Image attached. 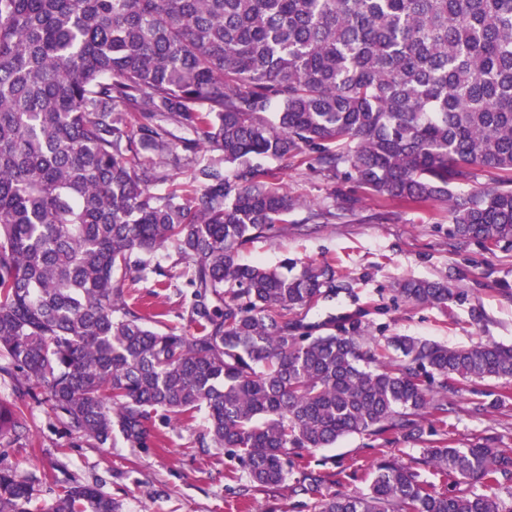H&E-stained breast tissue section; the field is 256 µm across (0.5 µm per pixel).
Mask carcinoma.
<instances>
[{
	"mask_svg": "<svg viewBox=\"0 0 512 512\" xmlns=\"http://www.w3.org/2000/svg\"><path fill=\"white\" fill-rule=\"evenodd\" d=\"M170 124L210 156L158 194L161 161H181ZM308 150L372 194L448 205L463 241L512 247V0H0V376L16 389L0 446L30 431L27 398L92 448H147L155 419L202 412L196 443L238 460L243 498L291 480L314 512H512V444L447 429L448 395L512 381V346L314 336L288 315L335 292L334 267L240 261L303 207L255 160ZM166 245L191 269L189 334L125 298ZM397 293L465 299L419 279ZM353 434L421 457L381 450L366 488L333 491L307 457ZM57 484L0 462V512L47 491L43 512H120Z\"/></svg>",
	"mask_w": 512,
	"mask_h": 512,
	"instance_id": "carcinoma-1",
	"label": "carcinoma"
}]
</instances>
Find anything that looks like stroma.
I'll list each match as a JSON object with an SVG mask.
<instances>
[{
  "instance_id": "stroma-1",
  "label": "stroma",
  "mask_w": 512,
  "mask_h": 512,
  "mask_svg": "<svg viewBox=\"0 0 512 512\" xmlns=\"http://www.w3.org/2000/svg\"><path fill=\"white\" fill-rule=\"evenodd\" d=\"M290 196L304 201L292 223L263 234L240 253L246 264L278 267L284 259L327 261L336 268L333 298L301 308L296 317L318 325L359 323L366 335L381 340L411 336L451 347L479 341L512 345V248L492 252L476 242H462L448 232L451 219L444 205L398 204L371 194L343 176H325L316 152L296 162L267 159ZM337 206L340 216L329 224H309L306 205ZM156 271L129 289L150 311L160 313L158 330L189 331L190 290L182 275L184 263L173 247L151 257ZM407 279L445 281L463 290L464 303L448 307L416 305L396 292ZM503 381L488 379L448 397V422L465 444L476 437L512 438V404L499 410L468 413L477 396L507 391ZM33 438L14 440L0 452V462L19 471L64 468L67 476L98 485L118 501L122 512H312V502L288 489L255 491L249 506L237 502L238 484L229 479L238 462L218 448H200L193 439L203 428L155 424L162 443L149 448L115 438L103 448L73 446L71 438L46 413L33 408ZM376 457L360 435L320 448L311 466L324 476L339 470L356 472L344 483L347 492L363 489V477Z\"/></svg>"
}]
</instances>
